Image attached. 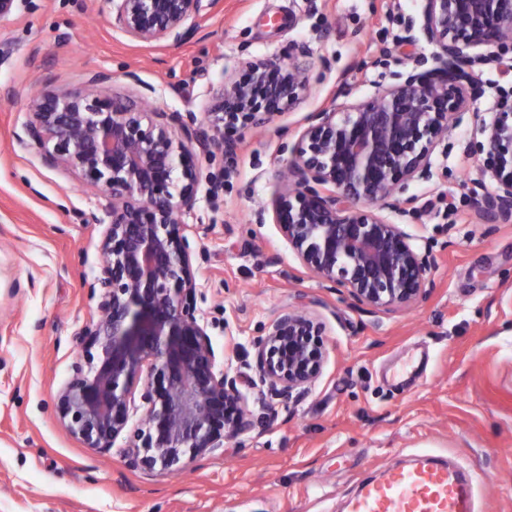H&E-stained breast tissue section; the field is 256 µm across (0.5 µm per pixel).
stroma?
Masks as SVG:
<instances>
[{
	"label": "stroma",
	"instance_id": "35a3bbf8",
	"mask_svg": "<svg viewBox=\"0 0 512 512\" xmlns=\"http://www.w3.org/2000/svg\"><path fill=\"white\" fill-rule=\"evenodd\" d=\"M421 6L221 0L182 42L151 44L113 30L106 0H23L0 18V512H343L361 480L425 453L479 475L480 512H512V223H479L471 199L474 182L495 187L478 128L512 92V70L476 68L477 114L441 141L428 179L389 215L432 251V286L410 308L354 306L301 265L272 217L307 115L346 94L367 99L432 60L425 37L403 40ZM292 45L306 51L309 96L230 132L232 152L200 157L184 232L217 369L248 373L253 338L303 310L324 326L320 376L301 403L272 402L264 427L179 475L131 466L121 437L105 453L86 447L56 396L76 337L98 315L88 285L103 259L107 227L93 218L106 199L43 164L24 133L30 96L108 70L115 96L199 120L241 61H279ZM214 179L224 182L216 195Z\"/></svg>",
	"mask_w": 512,
	"mask_h": 512
}]
</instances>
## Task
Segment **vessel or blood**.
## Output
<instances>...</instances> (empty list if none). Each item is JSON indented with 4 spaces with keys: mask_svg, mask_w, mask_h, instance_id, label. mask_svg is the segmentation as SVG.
Masks as SVG:
<instances>
[{
    "mask_svg": "<svg viewBox=\"0 0 512 512\" xmlns=\"http://www.w3.org/2000/svg\"><path fill=\"white\" fill-rule=\"evenodd\" d=\"M478 483L476 473L425 454L364 480L347 498L344 512H477Z\"/></svg>",
    "mask_w": 512,
    "mask_h": 512,
    "instance_id": "1",
    "label": "vessel or blood"
}]
</instances>
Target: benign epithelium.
I'll return each instance as SVG.
<instances>
[{"label": "benign epithelium", "instance_id": "1", "mask_svg": "<svg viewBox=\"0 0 512 512\" xmlns=\"http://www.w3.org/2000/svg\"><path fill=\"white\" fill-rule=\"evenodd\" d=\"M217 0H107L112 27L129 40L180 42ZM436 47L435 66L362 101L313 113L288 162L292 179L271 200L274 223L302 266L346 290L360 306L407 308L429 291L431 255L386 212L395 194L428 177L447 132L485 94L474 67L512 48V0H423L407 32ZM301 51L288 62L246 60L213 93L206 123L147 111L111 92L112 74L84 87L50 84L27 105L25 134L42 161L64 166L106 199V260L89 283L98 317L79 333L73 374L57 395L70 433L108 451L127 428L143 385L146 413L126 435L130 463L174 473L266 422L267 402L298 403L319 377L326 349L310 313L285 311L253 340L262 390L248 411L239 374L215 369L201 323L192 251L180 232L197 202L196 155L230 151L224 130L258 127L309 92ZM480 151L496 187L474 193L483 224L512 221V94L482 122Z\"/></svg>", "mask_w": 512, "mask_h": 512}]
</instances>
